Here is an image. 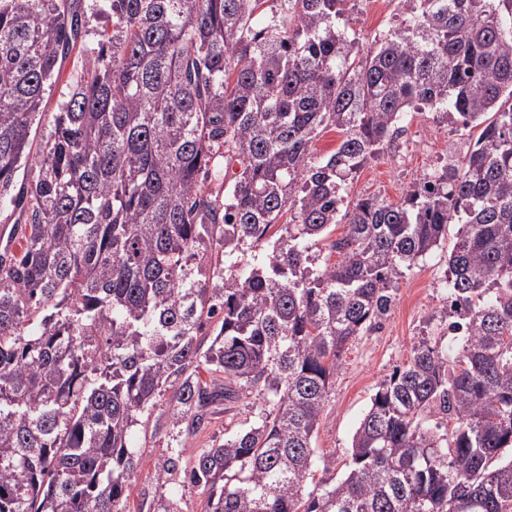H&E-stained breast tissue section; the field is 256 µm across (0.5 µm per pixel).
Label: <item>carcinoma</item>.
<instances>
[{
  "instance_id": "1",
  "label": "carcinoma",
  "mask_w": 512,
  "mask_h": 512,
  "mask_svg": "<svg viewBox=\"0 0 512 512\" xmlns=\"http://www.w3.org/2000/svg\"><path fill=\"white\" fill-rule=\"evenodd\" d=\"M348 2L0 0V205L24 217L0 254V512H183L193 493L204 512H512V0H406L370 45ZM426 110L478 130L467 151L395 202L349 199ZM327 128L342 141L315 157ZM450 224L453 342L413 346L343 477L308 489L343 348ZM251 394L247 426L193 447ZM154 415L166 447L132 511ZM81 60V55H75L73 53L66 59L65 62L62 63L61 80L45 95V107L43 114L41 115L37 133L34 137L33 147H35V145L40 141L41 135L49 128L50 124L52 123L55 113L57 112L59 102L68 92V85L65 80L71 72L80 69Z\"/></svg>"
}]
</instances>
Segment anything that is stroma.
<instances>
[{
	"label": "stroma",
	"instance_id": "obj_1",
	"mask_svg": "<svg viewBox=\"0 0 512 512\" xmlns=\"http://www.w3.org/2000/svg\"><path fill=\"white\" fill-rule=\"evenodd\" d=\"M403 14L402 0H381L374 6L369 0H356L354 26L371 41L399 26ZM406 123L411 129L409 140L401 150L387 149L369 160L351 185L350 198L378 195L399 200L420 175L445 165L449 153H463L468 146L465 131L435 113H409ZM458 231V225H449L441 246L403 269L387 313L346 346L313 441L317 477H342L352 437L372 396L396 368L406 365L413 345L425 337L442 345L448 343L444 280ZM165 444L163 434L155 432L153 425L139 427L136 488L152 483L154 464Z\"/></svg>",
	"mask_w": 512,
	"mask_h": 512
}]
</instances>
